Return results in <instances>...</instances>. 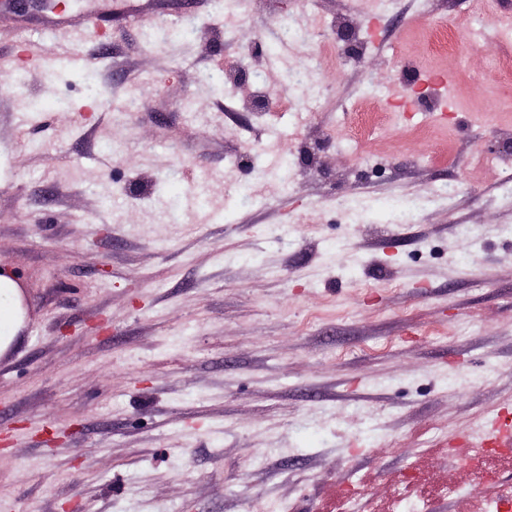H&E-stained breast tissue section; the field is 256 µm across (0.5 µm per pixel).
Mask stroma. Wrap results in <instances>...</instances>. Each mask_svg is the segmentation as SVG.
Instances as JSON below:
<instances>
[{"mask_svg":"<svg viewBox=\"0 0 512 512\" xmlns=\"http://www.w3.org/2000/svg\"><path fill=\"white\" fill-rule=\"evenodd\" d=\"M301 2L245 0L229 33L212 0H112L97 27L98 0L0 5V263L26 306L0 512H486L512 489V458L448 456L512 418V164L485 148L512 144V49L471 45L512 0ZM185 13L190 45L147 48ZM255 40L268 112L200 77Z\"/></svg>","mask_w":512,"mask_h":512,"instance_id":"stroma-1","label":"stroma"}]
</instances>
